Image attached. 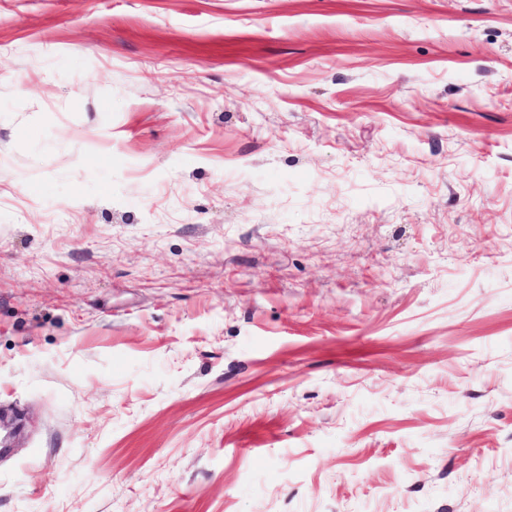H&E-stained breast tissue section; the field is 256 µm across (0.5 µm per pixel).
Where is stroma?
<instances>
[{
    "mask_svg": "<svg viewBox=\"0 0 512 512\" xmlns=\"http://www.w3.org/2000/svg\"><path fill=\"white\" fill-rule=\"evenodd\" d=\"M0 512H512V0H0Z\"/></svg>",
    "mask_w": 512,
    "mask_h": 512,
    "instance_id": "35a3bbf8",
    "label": "stroma"
}]
</instances>
